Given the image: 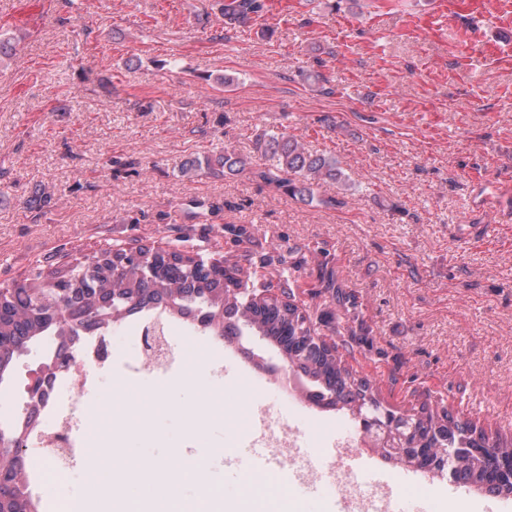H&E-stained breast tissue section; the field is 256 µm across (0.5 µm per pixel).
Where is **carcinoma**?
I'll return each instance as SVG.
<instances>
[{
	"label": "carcinoma",
	"instance_id": "obj_1",
	"mask_svg": "<svg viewBox=\"0 0 512 512\" xmlns=\"http://www.w3.org/2000/svg\"><path fill=\"white\" fill-rule=\"evenodd\" d=\"M263 8V0H224L222 10L226 23L244 25ZM261 148L276 159L277 165L273 170L257 172V177L291 196L310 197L314 188L325 183L346 192L353 188L336 159L307 151L295 138L271 135ZM247 165V158L226 150L206 158L202 164L187 160L179 172L188 177L202 173L225 177L243 172ZM113 257L116 263L98 266L90 290L72 292L63 309L50 307L58 298L54 288L28 283L0 288V380L11 374L16 355L35 340L52 336L60 348L46 364L43 380L50 381L54 371L66 364L68 346L79 338V331H70V323L76 320L82 327L108 326L114 322L112 308L117 305L123 317L162 308L181 319L194 318L199 313L204 325L218 336L258 334L297 365L306 377L310 402L354 409L359 423L368 416L366 406L378 403L372 396L370 381L355 377L341 365L339 357L314 344L317 329L298 306L272 305L256 307L248 315L240 313L232 303L231 289L241 287L235 268L228 266L194 276L187 272L191 258L175 252L163 277L149 282L139 276L138 267L121 263L123 253L117 252ZM411 423L423 440V446L414 449L416 469L437 475L446 473L454 482L477 491L512 495V481L486 462L489 457L512 458V443L479 432L466 420L440 414L433 404L422 406L411 416ZM442 448H452L456 453L448 472L440 465ZM0 512H38L25 482L19 448L7 465L0 467Z\"/></svg>",
	"mask_w": 512,
	"mask_h": 512
}]
</instances>
